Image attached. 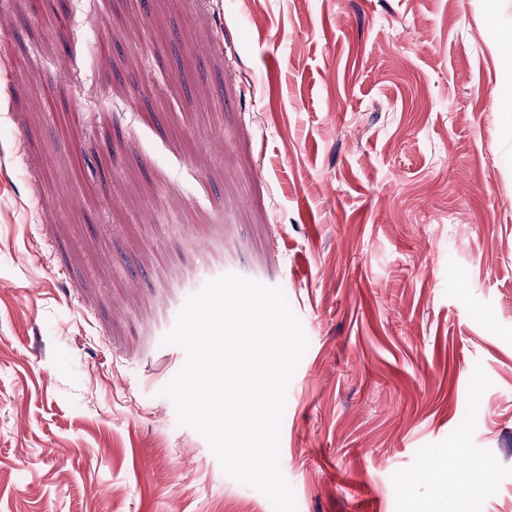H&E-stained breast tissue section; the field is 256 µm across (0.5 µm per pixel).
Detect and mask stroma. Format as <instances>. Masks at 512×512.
I'll list each match as a JSON object with an SVG mask.
<instances>
[{"instance_id": "35a3bbf8", "label": "stroma", "mask_w": 512, "mask_h": 512, "mask_svg": "<svg viewBox=\"0 0 512 512\" xmlns=\"http://www.w3.org/2000/svg\"><path fill=\"white\" fill-rule=\"evenodd\" d=\"M42 4L0 0V512H273L161 394L229 273L309 340L297 512H512V0Z\"/></svg>"}]
</instances>
